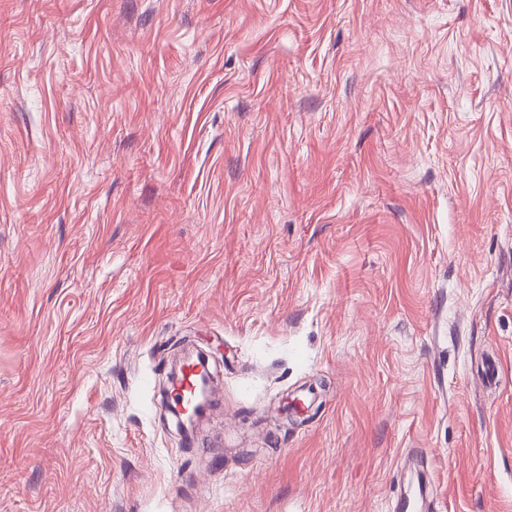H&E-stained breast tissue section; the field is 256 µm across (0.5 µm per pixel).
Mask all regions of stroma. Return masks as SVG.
I'll list each match as a JSON object with an SVG mask.
<instances>
[{
    "instance_id": "stroma-1",
    "label": "stroma",
    "mask_w": 512,
    "mask_h": 512,
    "mask_svg": "<svg viewBox=\"0 0 512 512\" xmlns=\"http://www.w3.org/2000/svg\"><path fill=\"white\" fill-rule=\"evenodd\" d=\"M406 500L512 512V0H0V512ZM196 368V366L189 365L182 372L180 379L172 386L167 396L171 402L188 405L193 401L201 373L196 371Z\"/></svg>"
}]
</instances>
